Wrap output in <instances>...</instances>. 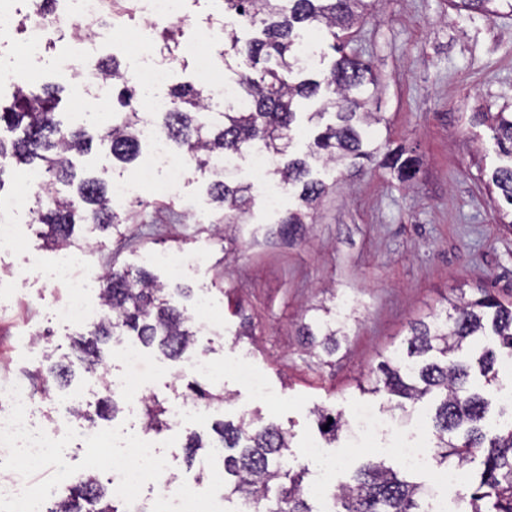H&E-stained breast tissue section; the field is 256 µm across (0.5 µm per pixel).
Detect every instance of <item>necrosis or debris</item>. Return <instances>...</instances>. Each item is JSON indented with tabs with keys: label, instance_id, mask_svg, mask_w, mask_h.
I'll return each instance as SVG.
<instances>
[{
	"label": "necrosis or debris",
	"instance_id": "obj_1",
	"mask_svg": "<svg viewBox=\"0 0 512 512\" xmlns=\"http://www.w3.org/2000/svg\"><path fill=\"white\" fill-rule=\"evenodd\" d=\"M59 5L52 11L42 7L28 10L22 30H15L13 16L14 0H0V43L10 42L15 33H22L21 53L13 66L0 70V86H14L29 62L40 58L55 40L60 29L70 32L69 44L56 58L58 70L75 76L81 85L95 89L106 88L99 60L96 56L100 44L112 41L117 34L115 23L105 22L107 0H58ZM168 98H157L151 105L150 116L140 127L142 137L152 142V148L141 160L134 180L113 182L112 201L116 204L127 202L137 187L150 186L155 191L168 195L176 194L187 164L182 157L173 155L167 140L158 135L153 121L154 114L167 111ZM168 169L169 178L160 182L156 179L159 169ZM24 195L0 203V250L18 247L21 242L16 222L19 211L27 197L47 196L48 189L35 174L27 175ZM84 250L68 253L56 276L69 287L67 302L58 308L54 317L70 326H90L101 316L99 299L91 298L89 284L81 274ZM35 401L29 390L22 384L9 379H0V463L24 461L30 464L63 462V440L54 433L38 429L30 419ZM106 468L113 481L129 494L136 493L142 483L144 472L159 475L167 473L169 464L166 457L150 436L135 438L133 443L113 441L112 453ZM155 512H224L221 500L205 496L194 487L184 485L181 480L166 481L157 492Z\"/></svg>",
	"mask_w": 512,
	"mask_h": 512
}]
</instances>
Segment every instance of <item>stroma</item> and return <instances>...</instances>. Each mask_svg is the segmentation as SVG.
Returning <instances> with one entry per match:
<instances>
[{"label":"stroma","mask_w":512,"mask_h":512,"mask_svg":"<svg viewBox=\"0 0 512 512\" xmlns=\"http://www.w3.org/2000/svg\"><path fill=\"white\" fill-rule=\"evenodd\" d=\"M185 11L188 21L177 30V42L209 41L219 18L216 0H185ZM349 40L380 82L368 104L379 119L376 139L418 158L412 181H399L390 169L367 162L319 168L327 191L314 221L289 236L280 220L297 205L293 191L275 209L254 199L239 223L221 228L206 178L191 170L177 194L141 189L147 205L123 225L121 235L87 236L85 274L92 287H100L112 268L145 266L168 287H189L208 300L216 332L198 337L195 350L223 368L216 387L230 400L158 433L176 474L198 476L210 458L203 448L187 459L188 435L197 432L212 441L215 420L256 410L264 422L292 433L288 465L306 469L305 484L316 479L305 454L313 442L350 462L330 475L329 490L348 483L371 456L400 468L387 439L356 438L345 427L336 440L326 441L313 409L345 420L362 403L390 413L386 397L362 393L359 385L382 356L402 347L411 323L445 309L457 288L469 295L487 288L512 299V229L498 222L486 188L500 157L483 118L512 105V16L492 19L453 8L450 0H375ZM33 67L34 92L59 88L65 123L88 129L108 123V113L82 85L57 72L53 53ZM20 223L23 246L0 255V378H25L39 365L31 338L47 335L50 348L63 356L77 333L51 318L68 296L66 284L54 276L60 252L44 247L34 216L22 215ZM158 251L178 262V274L148 262ZM322 305L344 306L350 314L348 340L330 357L307 349L301 336L302 324ZM144 354L147 396L165 403L181 398L190 379L184 361L149 348ZM236 361L262 377L269 400H256L227 371ZM102 396L96 376L76 369L68 388L47 397L34 391L33 420L52 426L58 403L91 411ZM68 455L63 468L24 462L0 467V484L62 490L102 476L100 450L74 447Z\"/></svg>","instance_id":"stroma-1"}]
</instances>
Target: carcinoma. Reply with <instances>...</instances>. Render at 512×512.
Listing matches in <instances>:
<instances>
[{"mask_svg":"<svg viewBox=\"0 0 512 512\" xmlns=\"http://www.w3.org/2000/svg\"><path fill=\"white\" fill-rule=\"evenodd\" d=\"M222 12H232L250 24L262 26V37L241 41L235 30H224L229 57L237 63L234 84L244 105L224 104V111L207 112L203 90L191 83L173 87L170 111L161 113L166 138L181 150L195 171L208 175L207 193L218 215L236 220L252 201L250 186L231 183L220 163L224 156L242 157L258 146L276 158L268 174L297 193L299 208L280 221L282 230L296 234L310 217L327 185L313 175L312 159L337 165L381 157L383 167L395 169L404 181L416 174L417 159L404 147L382 151V144L368 128L379 122L366 111L378 88L370 65L345 52L347 31L359 23L369 0H218ZM458 9L476 10L488 17L512 15V0H456ZM325 28L332 37L330 48L339 53L317 79L307 76L314 62L296 48L298 30ZM105 77L119 89L118 109L110 124L98 133L112 158L135 161L141 153L137 111L138 91L116 57L101 60ZM315 100L319 107L307 113V122L320 124L309 152L300 157L290 151L298 121L299 100ZM58 98L48 89L37 94L17 87L12 106L0 111L4 124L18 135L0 137V191L22 170L39 173L53 191L52 199L36 211L39 235L51 248L75 244L76 226L120 232L130 215H122L110 196V187L97 177L76 179L75 155L89 152L93 137L81 128L72 129L57 119ZM494 131L499 156L505 162L493 169L490 183L512 207V112H485ZM188 300L190 288H168L145 268L112 270L104 279L100 298L106 314L92 329L81 332L73 348L85 370L97 374L103 362V346L129 333L142 345L157 348L168 359H179L196 344L186 308L175 297ZM322 314L303 324L302 336L311 348L333 356L341 347L348 316L339 310L320 308ZM512 357V303H505L485 288L476 295L460 297L453 313L434 316L411 325L406 357L393 353L374 370L371 393L396 400L395 408L409 416L413 406L436 394L434 426L437 430L436 460L443 469L462 468L469 486L468 512H512V423L490 431L485 420L490 409L486 397L499 380L498 363ZM48 372L38 367L29 376L41 380L50 392L71 380L70 365L42 355ZM106 396L94 415L117 411V402L106 376L98 374ZM184 398L205 404L223 403L224 393L196 382L186 384ZM168 408L154 398L144 401L145 427L157 433L169 428ZM71 414L84 419L92 413L81 409ZM320 425L334 438L341 418L313 410ZM333 422H328V419ZM215 442L206 445L201 436L188 437L189 457L209 446L224 450V494L264 504L268 512H320L315 498L304 491L305 470L288 469L291 453L288 432L274 424H262L257 415L242 414L237 421L217 420ZM355 484L333 494L336 512H427L428 489L406 479L384 462L371 458L357 471ZM47 512H146L143 505L119 507L105 488L90 476L56 498Z\"/></svg>","mask_w":512,"mask_h":512,"instance_id":"carcinoma-1","label":"carcinoma"}]
</instances>
